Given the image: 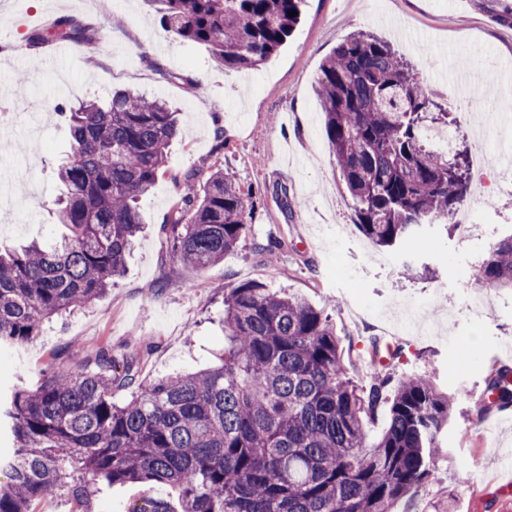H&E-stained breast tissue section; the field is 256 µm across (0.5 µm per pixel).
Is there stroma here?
Here are the masks:
<instances>
[{"label": "stroma", "instance_id": "1", "mask_svg": "<svg viewBox=\"0 0 512 512\" xmlns=\"http://www.w3.org/2000/svg\"><path fill=\"white\" fill-rule=\"evenodd\" d=\"M510 10L512 0H306L299 26L278 52L236 70L214 60L205 45L174 38L148 0H0V25L11 28L0 48V183L11 188L10 206L0 210V251L32 239L47 244L62 231L51 211L67 149L60 106L129 87L181 111L166 172L140 200L145 225L123 277L87 308L45 324L21 360L1 348L0 392L21 377L37 384L55 351L91 350L104 340L121 351L150 346L141 365L147 381L204 369L224 345L225 288L258 281L326 309L355 384H368L377 341L401 349L389 366L394 378L426 374L455 395L442 442L447 465L396 512H512V488L502 486L511 475L512 407L477 415L490 371L512 367V290H496L481 315L465 301L470 267L512 234V186L485 196L471 188L477 234L464 241L453 230L425 229L412 262L436 267L437 276L404 279L402 255L378 251L354 224L317 96L322 61L345 36L363 30L403 51L445 102L450 85L427 73L406 42L431 55H476L512 67V26L499 19ZM64 16L97 30L93 49L59 58L46 45L31 67L28 37ZM218 169L249 200L248 235L220 264L181 267L176 282L166 283L170 245L160 227L182 183ZM421 302L429 322L449 318L451 328L428 336L385 334L400 304ZM474 467L481 477L466 484ZM147 491L180 512L178 492L167 484L104 485L92 508L126 512Z\"/></svg>", "mask_w": 512, "mask_h": 512}]
</instances>
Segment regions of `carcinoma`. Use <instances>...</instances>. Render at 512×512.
I'll return each instance as SVG.
<instances>
[{"mask_svg":"<svg viewBox=\"0 0 512 512\" xmlns=\"http://www.w3.org/2000/svg\"><path fill=\"white\" fill-rule=\"evenodd\" d=\"M155 2L173 36L252 68L294 33L305 0ZM96 40V30L59 18L28 45ZM317 92L358 231L404 253L423 227L448 226L468 201L469 147L463 135L451 154L425 141V127L451 120L410 63L359 31L323 61ZM68 130L54 200L66 233L50 248L0 252V346L34 343L45 321L91 304L124 275L142 231L137 202L164 171L177 109L118 89L70 107ZM246 211L242 189L211 173L161 225L171 265L223 262L248 233ZM478 279L512 288V234L490 247ZM223 324L219 363L197 373L145 382V352L103 342L74 367L69 351L54 353L36 386L0 397V430L15 445L0 465V512H36L49 496L67 498L70 512H93L101 482L169 483L183 512H395L448 460L441 435L454 396L427 375L394 386L386 365L354 384L325 309L244 282L224 289ZM118 392L127 399L114 401ZM486 392L484 410L512 405V370L491 372ZM380 413L385 428L371 442L366 427ZM128 512L171 507L144 494Z\"/></svg>","mask_w":512,"mask_h":512,"instance_id":"carcinoma-1","label":"carcinoma"}]
</instances>
